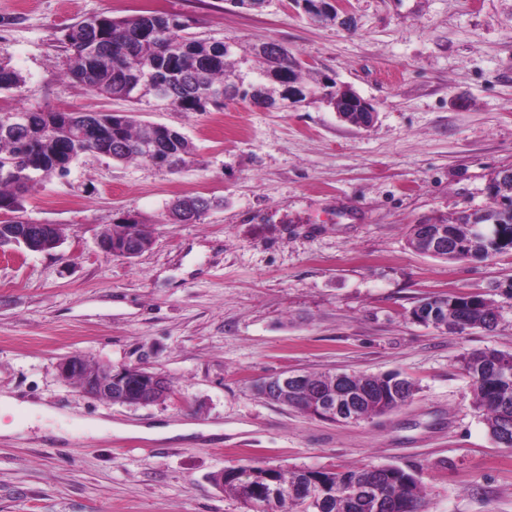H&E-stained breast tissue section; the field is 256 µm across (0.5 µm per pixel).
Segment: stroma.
Segmentation results:
<instances>
[{
  "label": "stroma",
  "instance_id": "obj_1",
  "mask_svg": "<svg viewBox=\"0 0 512 512\" xmlns=\"http://www.w3.org/2000/svg\"><path fill=\"white\" fill-rule=\"evenodd\" d=\"M354 29L312 22L292 0L251 14L228 0H0V50L26 79L0 108L137 111L180 129L178 169L87 155L31 193L28 216L61 247L0 252V396L47 405L69 436H0V512H247L212 475L257 462L283 470L390 465L421 484L427 512H512V448L493 442L460 359L512 353V252L445 261L414 251L411 225L450 223L493 205L512 167V0H347ZM149 10L198 19L237 55L275 40L377 109L366 130L322 103L266 111L245 101L176 112L64 77L60 31L84 17ZM216 204L190 224L167 207ZM150 225L133 259L97 236L122 216ZM481 295L494 330L463 335L418 324L429 296ZM148 367L172 392L113 404L58 377L59 362ZM400 373L399 410L356 423L269 402L256 382L284 372ZM190 422L223 431L191 441L92 424ZM212 203L211 198L202 196H187L177 199L168 208V223L186 224L189 220H196L211 207Z\"/></svg>",
  "mask_w": 512,
  "mask_h": 512
}]
</instances>
